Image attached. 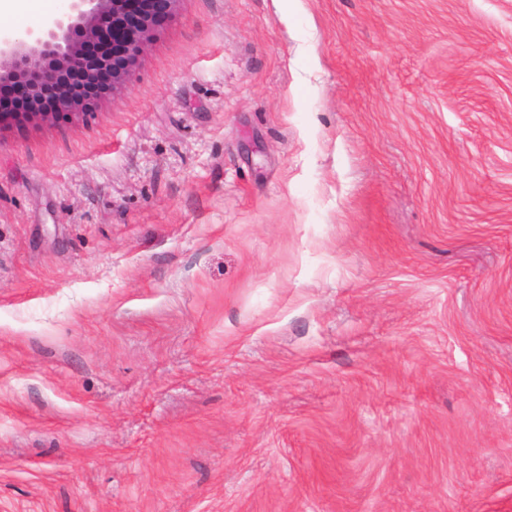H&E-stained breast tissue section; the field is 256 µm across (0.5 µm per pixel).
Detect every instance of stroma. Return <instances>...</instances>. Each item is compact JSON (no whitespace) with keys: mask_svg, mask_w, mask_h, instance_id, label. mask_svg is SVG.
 Segmentation results:
<instances>
[{"mask_svg":"<svg viewBox=\"0 0 512 512\" xmlns=\"http://www.w3.org/2000/svg\"><path fill=\"white\" fill-rule=\"evenodd\" d=\"M0 512H512V0H180L0 130Z\"/></svg>","mask_w":512,"mask_h":512,"instance_id":"stroma-1","label":"stroma"}]
</instances>
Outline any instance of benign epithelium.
<instances>
[{
	"label": "benign epithelium",
	"mask_w": 512,
	"mask_h": 512,
	"mask_svg": "<svg viewBox=\"0 0 512 512\" xmlns=\"http://www.w3.org/2000/svg\"><path fill=\"white\" fill-rule=\"evenodd\" d=\"M140 14L129 0H66L57 16L25 34H0V84L21 86L34 105L27 112H0V129L22 124H48L61 117L72 122L90 110L67 85L74 70L94 73L112 69L114 92L127 88L140 56L149 47L155 27L149 16L162 7L167 15L180 0H140ZM54 95L53 110L36 102Z\"/></svg>",
	"instance_id": "obj_1"
}]
</instances>
